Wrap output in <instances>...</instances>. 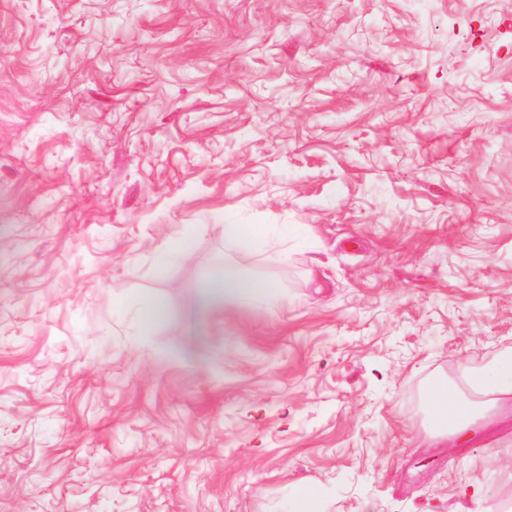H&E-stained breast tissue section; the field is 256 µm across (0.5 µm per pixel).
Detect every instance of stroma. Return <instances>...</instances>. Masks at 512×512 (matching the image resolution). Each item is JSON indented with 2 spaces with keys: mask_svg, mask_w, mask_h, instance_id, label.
<instances>
[{
  "mask_svg": "<svg viewBox=\"0 0 512 512\" xmlns=\"http://www.w3.org/2000/svg\"><path fill=\"white\" fill-rule=\"evenodd\" d=\"M506 350L512 0H0V512H512ZM268 233L263 225L227 224L224 227V238L245 240L253 244H262L267 240ZM276 287L272 284L250 279L232 269L224 267V277L212 281L201 291L197 301L198 309L206 311L219 304L224 297V305L240 298L254 301H272L276 296ZM138 315L141 322L154 323L166 315V307L162 301L151 295L142 296L137 301ZM470 385L478 392L497 395L493 402H504L512 399V354L505 351L493 363L490 370L464 369ZM426 407L441 421L446 428L457 430L469 424L472 413V404L455 394L447 384L438 383L427 393Z\"/></svg>",
  "mask_w": 512,
  "mask_h": 512,
  "instance_id": "35a3bbf8",
  "label": "stroma"
}]
</instances>
